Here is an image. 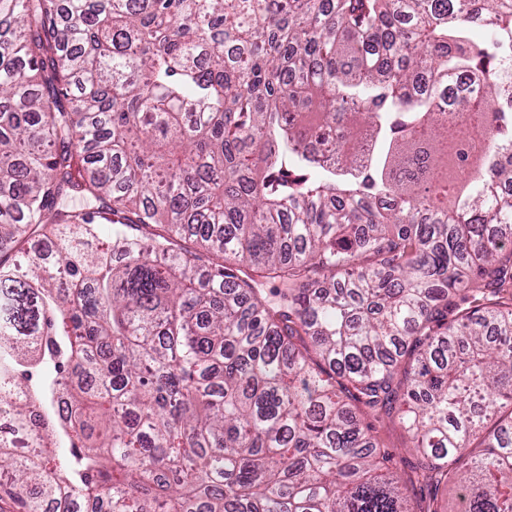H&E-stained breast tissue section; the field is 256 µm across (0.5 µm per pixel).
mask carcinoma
<instances>
[{
  "instance_id": "1",
  "label": "carcinoma",
  "mask_w": 512,
  "mask_h": 512,
  "mask_svg": "<svg viewBox=\"0 0 512 512\" xmlns=\"http://www.w3.org/2000/svg\"><path fill=\"white\" fill-rule=\"evenodd\" d=\"M1 19L18 512H438L442 485L448 512H512V0H0ZM370 413L419 449L407 478Z\"/></svg>"
}]
</instances>
